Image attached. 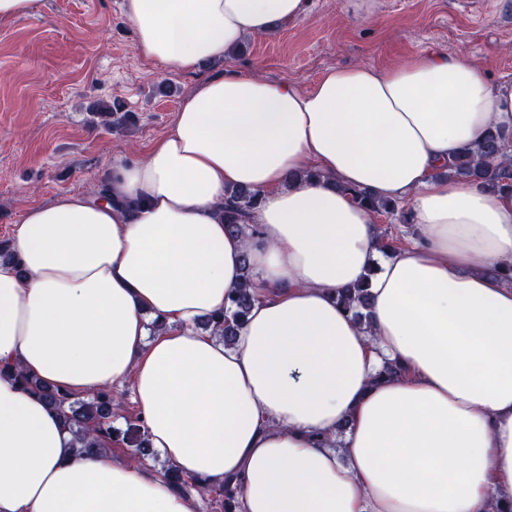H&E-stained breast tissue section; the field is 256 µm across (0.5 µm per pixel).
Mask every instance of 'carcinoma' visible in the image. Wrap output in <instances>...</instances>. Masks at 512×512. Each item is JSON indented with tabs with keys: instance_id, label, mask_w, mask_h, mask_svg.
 <instances>
[{
	"instance_id": "obj_1",
	"label": "carcinoma",
	"mask_w": 512,
	"mask_h": 512,
	"mask_svg": "<svg viewBox=\"0 0 512 512\" xmlns=\"http://www.w3.org/2000/svg\"><path fill=\"white\" fill-rule=\"evenodd\" d=\"M448 176L470 180L479 188L491 192L512 195V136L500 129L489 130L476 144L464 148L448 167ZM350 195L355 203L368 207L376 213L392 214L397 210L393 201H379L365 189H352ZM261 203L258 192L245 188H232L224 198V229L235 237L251 238L258 233V225L248 223V215ZM242 277L239 287L229 295L224 310L200 321L197 327L210 335L217 336L230 346L234 343L240 324L248 315L255 300L248 254L242 256ZM336 300L344 309L352 312L361 321L367 317L370 307L368 283L361 280L349 288L336 293ZM10 377L23 390L37 395L50 408L57 411L77 440L80 452L86 454L108 452L112 443L123 442L145 459L153 456L144 431V422L140 416L126 421L127 428L122 430L113 425L114 417L124 404L112 389H101L83 398H75L65 389L48 386L34 377L25 374L20 368H0V376ZM163 476L177 490L186 492L195 490L205 496L213 492L221 497L224 512H235L237 506V485L225 480L214 485L205 479L188 481L177 470L167 467Z\"/></svg>"
}]
</instances>
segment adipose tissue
Returning <instances> with one entry per match:
<instances>
[{"mask_svg": "<svg viewBox=\"0 0 512 512\" xmlns=\"http://www.w3.org/2000/svg\"><path fill=\"white\" fill-rule=\"evenodd\" d=\"M307 0H124L135 47L182 72L277 32ZM512 126V84L461 56L332 68L311 90L227 71L171 130L116 159L105 198L23 211L0 263V366L83 396L130 386L150 447L239 488L238 512H512V198L439 179ZM314 169L318 180L291 182ZM258 191L251 240L227 189ZM364 188L406 200L411 244L379 249ZM248 254L257 297L233 345L199 333ZM368 280L369 324L336 301ZM394 361L401 375L385 376ZM0 512H198L150 465L82 454L0 378ZM261 203L258 192L245 188L227 190L224 198V229L235 237L252 238L258 233L257 224L248 223V215Z\"/></svg>", "mask_w": 512, "mask_h": 512, "instance_id": "obj_1", "label": "adipose tissue"}]
</instances>
